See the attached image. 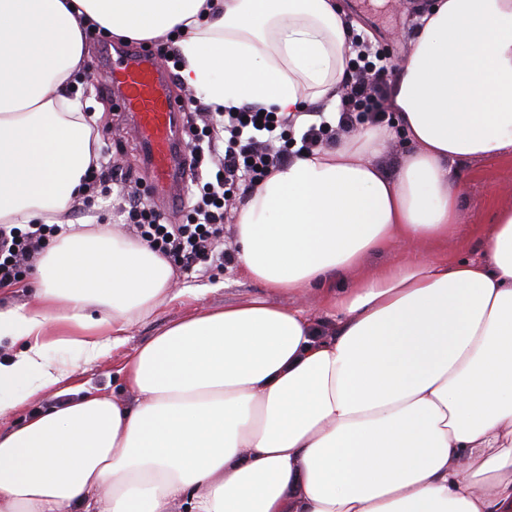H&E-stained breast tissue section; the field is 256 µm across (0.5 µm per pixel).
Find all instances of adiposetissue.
Listing matches in <instances>:
<instances>
[{
    "instance_id": "1",
    "label": "adipose tissue",
    "mask_w": 512,
    "mask_h": 512,
    "mask_svg": "<svg viewBox=\"0 0 512 512\" xmlns=\"http://www.w3.org/2000/svg\"><path fill=\"white\" fill-rule=\"evenodd\" d=\"M183 31V82L225 112L294 115L342 93L335 0H0V224L69 223L99 161L73 98L89 26ZM396 125L293 158L248 194L241 267L270 293L200 309L122 368L127 403L74 384L170 298L171 265L85 224L39 257L33 301L0 307V512H512V205L478 255L362 272L458 223L450 163L512 152V0H437L394 85ZM415 150L396 174V134ZM350 276L349 287H336ZM321 291L331 332L275 295ZM72 398L70 396H56L54 392H47L39 394L32 399H30L27 403L21 406L17 412L13 415L1 418L0 420V430H7L11 428L13 425L23 420L24 417L30 416L32 414H36L46 410L48 407L52 405L58 404L60 401Z\"/></svg>"
}]
</instances>
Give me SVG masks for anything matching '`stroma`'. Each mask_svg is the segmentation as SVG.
<instances>
[{
	"mask_svg": "<svg viewBox=\"0 0 512 512\" xmlns=\"http://www.w3.org/2000/svg\"><path fill=\"white\" fill-rule=\"evenodd\" d=\"M351 30L367 36L374 48L397 64H405L411 41L434 0H336ZM81 100L88 112L98 114L96 131H107L101 149L112 163L123 168V193L143 196L159 210L167 223L181 224L186 209L167 206L163 197L152 188L151 178L140 162L138 140L123 109L114 104L105 83L81 86ZM452 176L459 190V226L454 236L440 248L425 251L421 245L393 246L367 257L370 266H390L407 258L431 253L432 257L459 258L470 255L486 224L492 223L496 204L512 202V155L500 159H470L454 164ZM171 300L136 322L123 336L120 344L101 359L83 363L77 369L78 382L123 396L121 369L129 356L143 343L171 323L196 311L200 305L220 308L229 303L265 295L263 285L244 274L239 263L216 268L198 265L188 272H175Z\"/></svg>",
	"mask_w": 512,
	"mask_h": 512,
	"instance_id": "obj_1",
	"label": "stroma"
}]
</instances>
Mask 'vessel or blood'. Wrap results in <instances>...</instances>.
<instances>
[{
    "label": "vessel or blood",
    "instance_id": "1",
    "mask_svg": "<svg viewBox=\"0 0 512 512\" xmlns=\"http://www.w3.org/2000/svg\"><path fill=\"white\" fill-rule=\"evenodd\" d=\"M106 80L119 90L117 104L133 120L153 182L169 202L180 200L183 160L174 150L173 126L176 115L186 111V101L167 93L158 69L145 52H128Z\"/></svg>",
    "mask_w": 512,
    "mask_h": 512
}]
</instances>
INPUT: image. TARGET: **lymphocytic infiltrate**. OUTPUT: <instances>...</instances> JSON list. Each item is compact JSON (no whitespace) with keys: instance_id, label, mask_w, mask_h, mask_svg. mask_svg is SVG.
Masks as SVG:
<instances>
[{"instance_id":"obj_1","label":"lymphocytic infiltrate","mask_w":512,"mask_h":512,"mask_svg":"<svg viewBox=\"0 0 512 512\" xmlns=\"http://www.w3.org/2000/svg\"><path fill=\"white\" fill-rule=\"evenodd\" d=\"M355 59L345 70L338 123L352 125L360 117L382 123L393 103L389 86L394 66L386 56L371 49L364 38H355ZM293 122L287 116H270L249 107L229 112H205L192 127L191 168H209L200 187V198L185 223L169 224L152 205L130 202L127 224L136 237L175 267L193 262H229L224 248V219L235 201L247 196L272 170L291 156L284 142ZM57 225H0V283L17 280L30 270Z\"/></svg>"}]
</instances>
